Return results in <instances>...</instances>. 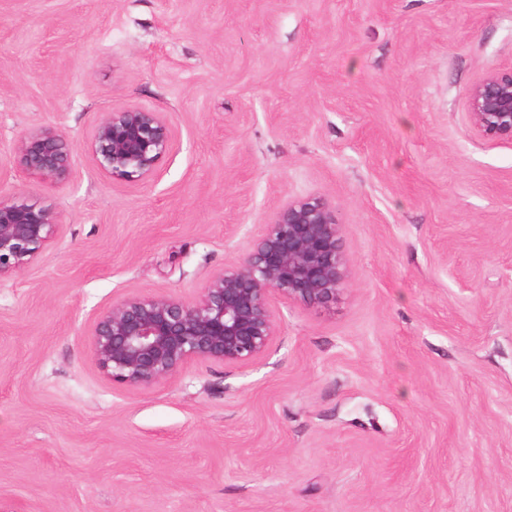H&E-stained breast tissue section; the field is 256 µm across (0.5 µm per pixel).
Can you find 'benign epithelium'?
<instances>
[{"label": "benign epithelium", "mask_w": 512, "mask_h": 512, "mask_svg": "<svg viewBox=\"0 0 512 512\" xmlns=\"http://www.w3.org/2000/svg\"><path fill=\"white\" fill-rule=\"evenodd\" d=\"M471 131L512 141V70L490 71L466 96ZM173 144L160 112L128 106L107 113L94 130L98 166L115 179L149 177ZM20 165L46 184L65 181L72 151L45 128L22 136ZM61 216L26 199H0V279L28 267L54 242ZM348 260L340 246L336 204L322 197L281 205L236 264L212 277L191 300L132 294L112 303L95 323L94 357L112 383L151 386L194 360L243 365L261 359L276 336L273 300L328 307L345 289Z\"/></svg>", "instance_id": "1"}]
</instances>
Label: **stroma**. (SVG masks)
I'll return each instance as SVG.
<instances>
[{
	"instance_id": "35a3bbf8",
	"label": "stroma",
	"mask_w": 512,
	"mask_h": 512,
	"mask_svg": "<svg viewBox=\"0 0 512 512\" xmlns=\"http://www.w3.org/2000/svg\"><path fill=\"white\" fill-rule=\"evenodd\" d=\"M512 69V0H0V197L63 228L0 279V512H512V143L466 93ZM172 151L113 179L105 113ZM53 128L68 179L17 162ZM335 203L348 283L275 307L246 365L112 384L92 329L191 297L284 202ZM173 138L162 113L128 106L107 113L99 122L91 148L98 166L112 178L137 181L154 173Z\"/></svg>"
}]
</instances>
